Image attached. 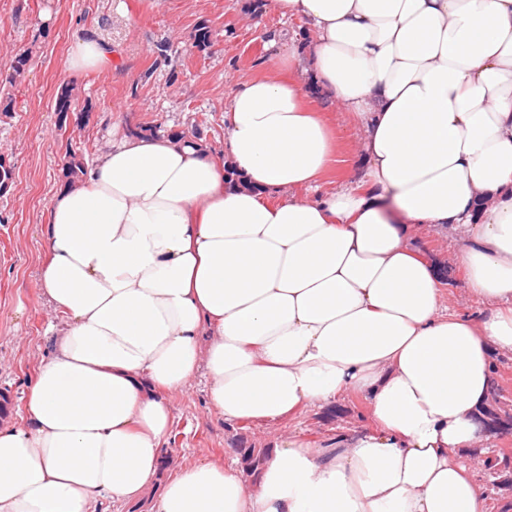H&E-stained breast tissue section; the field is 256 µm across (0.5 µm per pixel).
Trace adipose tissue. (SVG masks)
I'll return each mask as SVG.
<instances>
[{"label":"adipose tissue","instance_id":"ef3b65f1","mask_svg":"<svg viewBox=\"0 0 512 512\" xmlns=\"http://www.w3.org/2000/svg\"><path fill=\"white\" fill-rule=\"evenodd\" d=\"M315 34L239 78L223 158L123 137L48 210L41 293L65 322L20 421L0 427V512H486L472 452L512 354V0H270ZM76 42L66 73L107 71ZM362 130L359 177L320 102ZM465 228L455 259L484 311L453 312L419 229ZM264 427L258 479L182 464L157 495L171 396ZM363 397L371 428L315 448L286 424ZM320 108L324 112H331L330 119L333 127L336 129V136L339 141L338 163L324 177L320 193L337 189L350 175L346 162L347 154L351 153L352 147L361 136L360 128L353 122L348 112L336 109L333 111L326 103H320Z\"/></svg>","mask_w":512,"mask_h":512}]
</instances>
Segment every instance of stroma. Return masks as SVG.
Instances as JSON below:
<instances>
[{
  "instance_id": "obj_1",
  "label": "stroma",
  "mask_w": 512,
  "mask_h": 512,
  "mask_svg": "<svg viewBox=\"0 0 512 512\" xmlns=\"http://www.w3.org/2000/svg\"><path fill=\"white\" fill-rule=\"evenodd\" d=\"M202 21L212 28L214 47L187 49L186 36ZM91 36L111 42L114 68L68 76L69 49ZM272 38L303 49L312 34L262 0H0V71L9 69L14 53L33 51L24 80L12 89L14 114L0 120V154L15 167L11 190L0 196V397L8 401L1 426L23 417L35 368L51 350L48 327L59 320L39 277L48 207L62 185L67 147L84 148L91 164L128 127L149 121L161 134L197 132L199 142L222 156L227 98L239 77L261 73ZM69 82L77 84L80 102L92 105L85 122L61 119L54 110L57 88ZM330 119L339 161L320 185L324 192L348 177L345 159L361 135L349 113L336 110ZM416 244L451 264L447 305L479 314L481 304L469 298L464 273L453 264L461 235L428 228ZM172 406L179 462L239 460L243 449L267 445L261 428L225 421L210 407L205 377L174 394ZM370 424L366 401L349 396L304 411L289 429L321 447L337 433Z\"/></svg>"
}]
</instances>
